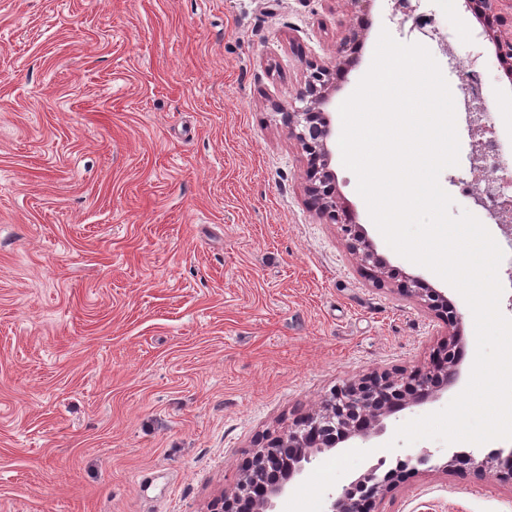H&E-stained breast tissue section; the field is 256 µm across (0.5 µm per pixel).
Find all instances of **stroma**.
Masks as SVG:
<instances>
[{"mask_svg": "<svg viewBox=\"0 0 512 512\" xmlns=\"http://www.w3.org/2000/svg\"><path fill=\"white\" fill-rule=\"evenodd\" d=\"M419 6L461 96L455 63L482 28L464 0ZM355 15L350 0H0V512H210L264 438L348 382L426 366L447 338L312 206L283 119ZM368 17L337 132L381 31L415 40L395 0ZM483 50L493 109L512 113V76ZM333 167L379 253L456 305L467 354L437 401L323 454L279 512H322L406 458L387 447L397 427L445 408L474 362L463 297L397 254ZM372 512H512V481L422 466Z\"/></svg>", "mask_w": 512, "mask_h": 512, "instance_id": "obj_1", "label": "stroma"}]
</instances>
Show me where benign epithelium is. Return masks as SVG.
I'll use <instances>...</instances> for the list:
<instances>
[{
  "instance_id": "obj_1",
  "label": "benign epithelium",
  "mask_w": 512,
  "mask_h": 512,
  "mask_svg": "<svg viewBox=\"0 0 512 512\" xmlns=\"http://www.w3.org/2000/svg\"><path fill=\"white\" fill-rule=\"evenodd\" d=\"M358 7L356 23L342 39L336 65L310 64V73L297 96L298 106L284 113V121L307 156V192L322 216L338 224L349 250L363 266L379 269L376 280L392 273L388 262L376 250L366 229L356 223L354 214L337 198L336 174L331 168V119L327 110L339 81L345 78L355 62L368 27L365 11L371 0H351ZM501 0H465L468 9L483 23L494 45L496 57L507 63L512 60V37L504 38L500 27L507 18L499 12ZM400 291L415 297L421 305L446 318L448 339L426 369H417L407 377L388 372L373 373L336 389L320 409L302 417L282 437H275L247 461L236 491L224 496L215 512H275L276 501L289 492L291 482L301 477L317 457L349 440L367 442L384 433V420L410 406L435 399L453 382L463 353L462 314L448 301L444 292L426 285L419 277L406 274ZM283 448L292 452L284 455ZM503 454L498 448L481 460L470 458L474 471L482 476L492 473L512 481V469L502 466ZM404 469L380 476L371 468L358 479L339 486L328 496L322 512H366L372 500L400 481Z\"/></svg>"
}]
</instances>
